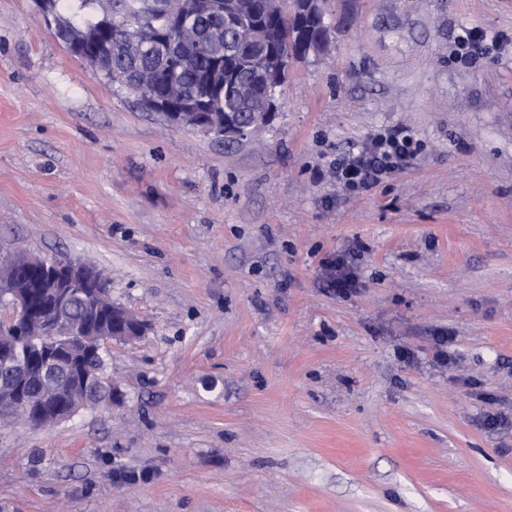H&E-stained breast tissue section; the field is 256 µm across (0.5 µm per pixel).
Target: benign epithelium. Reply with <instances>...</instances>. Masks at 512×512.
Instances as JSON below:
<instances>
[{"label": "benign epithelium", "instance_id": "benign-epithelium-1", "mask_svg": "<svg viewBox=\"0 0 512 512\" xmlns=\"http://www.w3.org/2000/svg\"><path fill=\"white\" fill-rule=\"evenodd\" d=\"M43 19L53 24L58 15L57 0H34ZM328 0H295L284 19L291 34L301 39L305 55L328 51L331 41L312 37V29H325ZM237 0H187L185 11L202 7L224 16V25L237 27L242 15L235 10ZM268 85L259 111L250 118L226 108L211 109L214 91L224 89L245 95L248 88L234 79V72L224 70L218 60L201 77L190 97L173 106L165 99L142 94L138 103L152 112L162 113L169 122L199 129L226 140H239L269 122L275 115V89ZM28 264L43 268L42 276L22 283L0 275V285L8 286L13 313L0 322V385L6 384L0 411L17 405L27 411L26 423L33 427L61 424L84 408H110L121 399L112 377L91 369L89 357H98L101 344L109 340L134 341L146 327L134 313L112 300L110 278L84 260L65 257L54 262L15 248L0 257V266L12 268ZM87 294L100 314L98 325L88 327L67 315L69 299Z\"/></svg>", "mask_w": 512, "mask_h": 512}]
</instances>
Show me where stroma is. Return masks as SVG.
<instances>
[{"label": "stroma", "instance_id": "obj_1", "mask_svg": "<svg viewBox=\"0 0 512 512\" xmlns=\"http://www.w3.org/2000/svg\"><path fill=\"white\" fill-rule=\"evenodd\" d=\"M329 17L273 121L226 141L0 0V252L87 260L147 325L104 348L112 408L0 423V512H512V0ZM473 27L501 48L463 59ZM395 127L417 153L381 184L320 178ZM327 288L335 291L337 295H345L355 285V274L351 261L347 257H338L330 262L326 269Z\"/></svg>", "mask_w": 512, "mask_h": 512}]
</instances>
